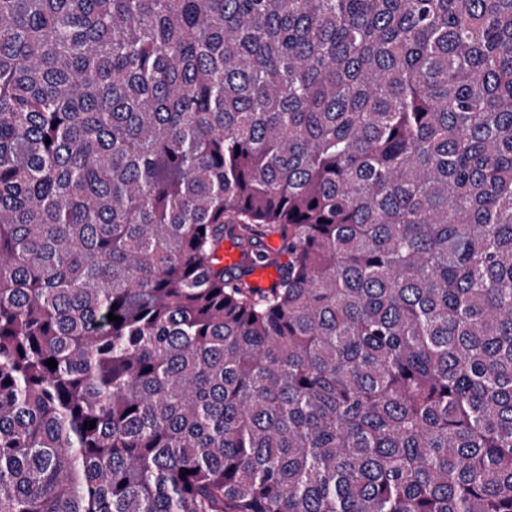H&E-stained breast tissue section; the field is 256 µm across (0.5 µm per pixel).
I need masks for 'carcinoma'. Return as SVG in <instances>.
<instances>
[{
  "label": "carcinoma",
  "mask_w": 512,
  "mask_h": 512,
  "mask_svg": "<svg viewBox=\"0 0 512 512\" xmlns=\"http://www.w3.org/2000/svg\"><path fill=\"white\" fill-rule=\"evenodd\" d=\"M0 512H512V0H0ZM218 259L224 267H240L246 270L247 280L256 288H270L280 275L279 267L252 263L249 257L245 258L243 252L228 241L218 253Z\"/></svg>",
  "instance_id": "obj_1"
}]
</instances>
